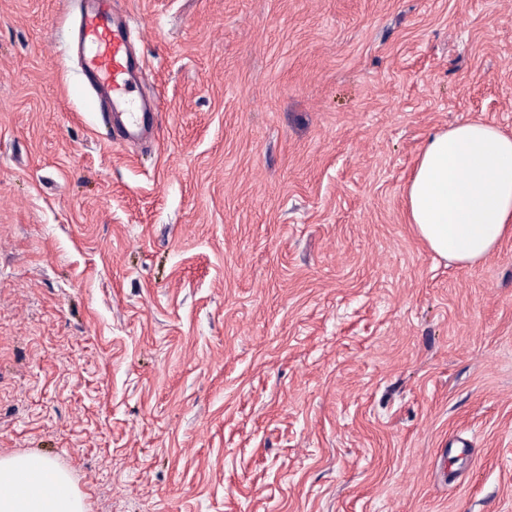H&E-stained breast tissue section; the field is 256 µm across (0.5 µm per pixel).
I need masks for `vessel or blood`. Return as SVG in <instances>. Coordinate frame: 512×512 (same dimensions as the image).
Wrapping results in <instances>:
<instances>
[{
	"instance_id": "vessel-or-blood-1",
	"label": "vessel or blood",
	"mask_w": 512,
	"mask_h": 512,
	"mask_svg": "<svg viewBox=\"0 0 512 512\" xmlns=\"http://www.w3.org/2000/svg\"><path fill=\"white\" fill-rule=\"evenodd\" d=\"M79 33L87 77L104 92L110 111L120 118L122 138L137 136L146 114L131 96L135 63L126 28L114 22L112 0H85Z\"/></svg>"
}]
</instances>
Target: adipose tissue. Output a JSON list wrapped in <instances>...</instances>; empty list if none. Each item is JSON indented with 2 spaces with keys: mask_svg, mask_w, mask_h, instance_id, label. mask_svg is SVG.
I'll return each instance as SVG.
<instances>
[{
  "mask_svg": "<svg viewBox=\"0 0 512 512\" xmlns=\"http://www.w3.org/2000/svg\"><path fill=\"white\" fill-rule=\"evenodd\" d=\"M409 223L438 257L474 265L512 237V136L468 120L430 135L404 188ZM0 512H85L68 473L0 457Z\"/></svg>",
  "mask_w": 512,
  "mask_h": 512,
  "instance_id": "obj_1",
  "label": "adipose tissue"
}]
</instances>
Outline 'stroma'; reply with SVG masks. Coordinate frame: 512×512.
<instances>
[{"instance_id":"35a3bbf8","label":"stroma","mask_w":512,"mask_h":512,"mask_svg":"<svg viewBox=\"0 0 512 512\" xmlns=\"http://www.w3.org/2000/svg\"><path fill=\"white\" fill-rule=\"evenodd\" d=\"M80 5L0 0V456L86 512H512V239L446 263L403 197L512 135V0H117L145 144ZM84 1L79 24L84 71L104 92L112 115L121 119V137L133 138L150 113L130 96L135 63L128 50L127 29L114 22V1Z\"/></svg>"}]
</instances>
